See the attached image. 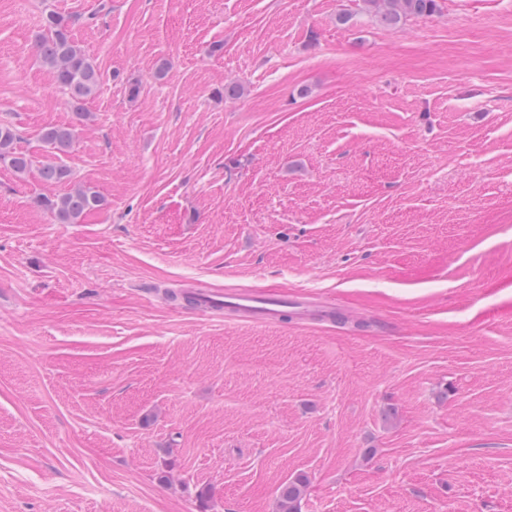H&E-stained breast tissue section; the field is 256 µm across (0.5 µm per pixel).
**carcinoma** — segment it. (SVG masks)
<instances>
[{
    "mask_svg": "<svg viewBox=\"0 0 512 512\" xmlns=\"http://www.w3.org/2000/svg\"><path fill=\"white\" fill-rule=\"evenodd\" d=\"M362 4L365 12L389 29H397L411 19L430 17L439 9L438 0H362ZM45 27V34L36 44L37 59L66 95L67 104L78 121L87 124L93 121V115L84 111V105L98 93L100 73L76 43L70 18L50 13L46 16ZM75 137V128L71 125L49 127L41 133L42 142L57 157L70 151ZM20 139L16 126L0 123V165L23 178L32 167V159L19 150ZM39 175L47 183L72 185L69 191L42 201L59 224H78L84 216L106 205L105 198L95 187L73 183V172L64 164L46 162L39 168ZM307 484V478L299 476L282 485L278 495L279 512H298Z\"/></svg>",
    "mask_w": 512,
    "mask_h": 512,
    "instance_id": "1",
    "label": "carcinoma"
}]
</instances>
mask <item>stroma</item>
Returning a JSON list of instances; mask_svg holds the SVG:
<instances>
[{"label": "stroma", "mask_w": 512, "mask_h": 512, "mask_svg": "<svg viewBox=\"0 0 512 512\" xmlns=\"http://www.w3.org/2000/svg\"><path fill=\"white\" fill-rule=\"evenodd\" d=\"M439 4L0 0V121L38 164L77 125L34 48L70 17L107 201L0 166V512H512V0ZM363 9L376 22L397 29L411 19L433 16L439 9L438 0H361ZM75 131L71 125L49 127L41 133V140L54 156L60 157L72 148L76 137ZM42 204L57 223L78 224L88 213L103 209L106 200L94 186L81 182L61 195L44 199ZM233 308L244 318L278 322L288 311V300L266 298L253 293L224 295V308ZM307 484V478L299 476L282 485L278 495V511L298 512Z\"/></svg>", "instance_id": "35a3bbf8"}]
</instances>
